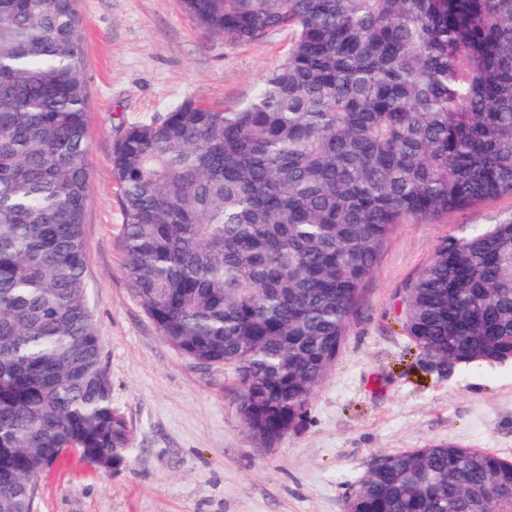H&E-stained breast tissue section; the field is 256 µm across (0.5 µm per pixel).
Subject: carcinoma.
<instances>
[{
    "mask_svg": "<svg viewBox=\"0 0 512 512\" xmlns=\"http://www.w3.org/2000/svg\"><path fill=\"white\" fill-rule=\"evenodd\" d=\"M228 43L291 32L231 109L129 126L112 172L131 294L186 358L222 364L261 448L294 428L395 229L512 194V0H183ZM77 0H0V512L68 448L110 468L89 307V92ZM403 327L431 373L512 362V224L438 251ZM512 461L451 443L387 454L348 512H507Z\"/></svg>",
    "mask_w": 512,
    "mask_h": 512,
    "instance_id": "1",
    "label": "carcinoma"
}]
</instances>
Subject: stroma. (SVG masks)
Wrapping results in <instances>:
<instances>
[{"label": "stroma", "instance_id": "1", "mask_svg": "<svg viewBox=\"0 0 512 512\" xmlns=\"http://www.w3.org/2000/svg\"><path fill=\"white\" fill-rule=\"evenodd\" d=\"M78 9L90 95L86 282L112 406L132 428L134 451L117 471L61 459L38 476L34 512H347L386 453L451 441L512 460V363L425 373L402 320L407 288L441 247L512 223V194L399 225L301 425L257 447L233 374L166 344L131 295L112 156L127 126L184 101L227 109L249 98L291 36L227 44L182 0H78Z\"/></svg>", "mask_w": 512, "mask_h": 512}]
</instances>
